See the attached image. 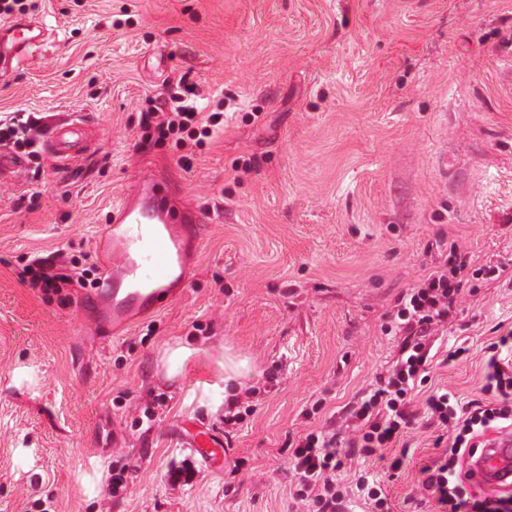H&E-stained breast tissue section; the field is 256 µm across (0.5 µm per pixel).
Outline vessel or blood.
<instances>
[{"mask_svg": "<svg viewBox=\"0 0 512 512\" xmlns=\"http://www.w3.org/2000/svg\"><path fill=\"white\" fill-rule=\"evenodd\" d=\"M43 35L44 27L36 19L1 22L0 70L17 67ZM203 221V214L192 206L172 202L161 173L150 170L139 175L95 237L97 283L79 297V308L95 333L124 335L184 293L201 244ZM222 448L213 432L193 438V449L204 461H214ZM469 470L474 485L512 488V431L488 439Z\"/></svg>", "mask_w": 512, "mask_h": 512, "instance_id": "obj_1", "label": "vessel or blood"}]
</instances>
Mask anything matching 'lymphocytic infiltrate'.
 <instances>
[{
  "label": "lymphocytic infiltrate",
  "instance_id": "obj_1",
  "mask_svg": "<svg viewBox=\"0 0 512 512\" xmlns=\"http://www.w3.org/2000/svg\"><path fill=\"white\" fill-rule=\"evenodd\" d=\"M179 90L144 116V128L154 134L155 145L173 139L176 148L203 147L221 116L203 114L194 87L180 77ZM466 262L437 267L402 295L395 321L404 339L400 354L377 388L345 408L338 425L311 432L291 445L290 462L297 483L292 495L304 512H392L379 483L359 476L354 485L338 478L343 466L340 447L350 455L371 456L390 447L410 428L414 412L411 393L425 382L426 371L438 354L433 332L447 322L461 294ZM31 287L60 292L87 288L95 268L63 266L57 258H33L26 266ZM484 400L458 411L451 396L441 392L428 397L426 408L449 431L444 448L432 464L420 470L419 486L439 505L440 512H512V493L476 494L465 471L469 457L491 430L512 427V330L487 348L484 360Z\"/></svg>",
  "mask_w": 512,
  "mask_h": 512
}]
</instances>
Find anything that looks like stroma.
Instances as JSON below:
<instances>
[{"mask_svg":"<svg viewBox=\"0 0 512 512\" xmlns=\"http://www.w3.org/2000/svg\"><path fill=\"white\" fill-rule=\"evenodd\" d=\"M33 2L45 39L0 71V116L85 136L65 162L0 147V512H296L288 443L385 375L400 296L454 246L512 273V0ZM183 73L224 121L187 156L142 139ZM154 168L205 216L196 268L104 340L24 269L93 265L97 227ZM510 329L512 282L471 279L411 430L345 459L344 481L364 470L393 512H438L416 484L448 432L425 400L480 399L484 348ZM228 355L248 363L234 424ZM205 428L222 466L191 449ZM184 465L192 482H168Z\"/></svg>","mask_w":512,"mask_h":512,"instance_id":"obj_1","label":"stroma"}]
</instances>
